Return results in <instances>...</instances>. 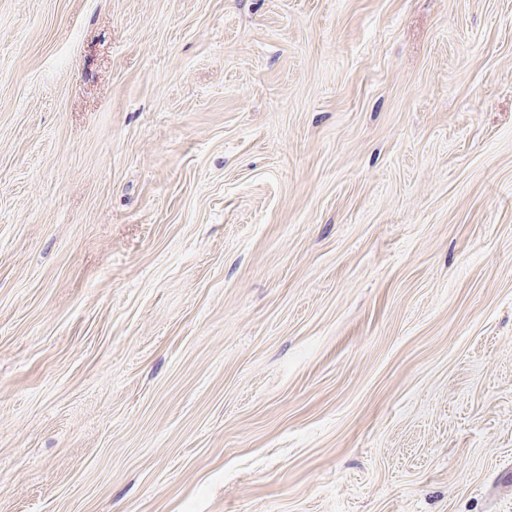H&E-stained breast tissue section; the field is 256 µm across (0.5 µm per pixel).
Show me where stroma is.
<instances>
[{
  "label": "stroma",
  "mask_w": 512,
  "mask_h": 512,
  "mask_svg": "<svg viewBox=\"0 0 512 512\" xmlns=\"http://www.w3.org/2000/svg\"><path fill=\"white\" fill-rule=\"evenodd\" d=\"M0 512H512V0H0Z\"/></svg>",
  "instance_id": "obj_1"
}]
</instances>
